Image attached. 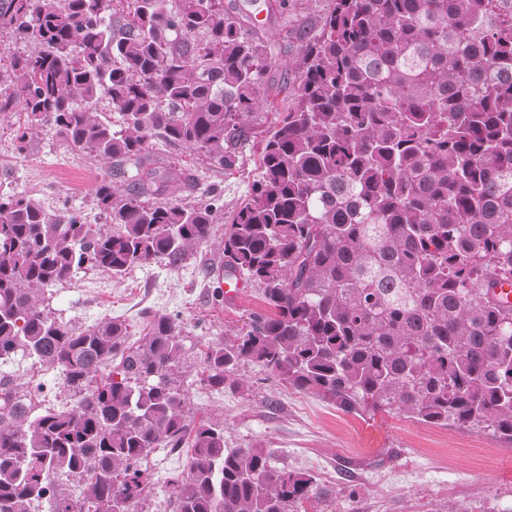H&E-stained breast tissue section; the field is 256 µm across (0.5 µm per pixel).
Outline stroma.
<instances>
[{
    "label": "stroma",
    "instance_id": "stroma-1",
    "mask_svg": "<svg viewBox=\"0 0 512 512\" xmlns=\"http://www.w3.org/2000/svg\"><path fill=\"white\" fill-rule=\"evenodd\" d=\"M268 42L276 60L271 84L296 80L288 65L301 50L288 23L272 22ZM24 119L17 107L0 112V194L26 193L49 212L73 209L86 223H102L94 193L111 162L59 141L47 128L18 153L14 137ZM248 136L242 164L230 170L161 141L150 150L169 165L200 175L203 186L220 192L229 213L248 200L257 174L261 125L251 124ZM223 238V225H215L209 241L175 266L152 262L119 279L100 270L81 272L48 290L50 308L81 328L110 317L124 320L133 341L144 328L145 309L166 310L183 320L188 356L196 358L205 343L242 330L250 314L264 308L251 285L234 304L216 296L218 280L205 271L220 269ZM238 376L245 391L217 392L201 382L198 368L189 369L181 385L191 415L223 421L229 447L261 443L276 467L314 475L320 492L304 502L302 512H438L447 505L454 512H512V446L492 432L424 424L395 412L346 414L318 395L281 387L250 364L240 366ZM181 458L178 451L154 454L155 483L137 512H165L166 478Z\"/></svg>",
    "mask_w": 512,
    "mask_h": 512
}]
</instances>
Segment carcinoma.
Returning a JSON list of instances; mask_svg holds the SVG:
<instances>
[{"label": "carcinoma", "mask_w": 512, "mask_h": 512, "mask_svg": "<svg viewBox=\"0 0 512 512\" xmlns=\"http://www.w3.org/2000/svg\"><path fill=\"white\" fill-rule=\"evenodd\" d=\"M127 3L120 11L117 6ZM290 0H270L267 20ZM17 43L0 72L25 112L17 150L45 126L106 160L96 205L109 227L0 195V359L57 372L76 396L0 377V512H134L159 448H191L168 478L173 512H298L311 474L263 444L229 448L224 423L187 421L183 325L147 314L127 342L115 318L77 329L46 290L99 269L115 277L183 261L224 225V274L266 306L200 352L201 381L244 388L251 363L346 414L401 411L512 443V0H329L294 28L298 80L278 93L264 33L237 0H0ZM106 98L121 128L93 104ZM276 112L251 196L167 198L182 172L147 153L160 138L233 169L247 121Z\"/></svg>", "instance_id": "carcinoma-1"}]
</instances>
